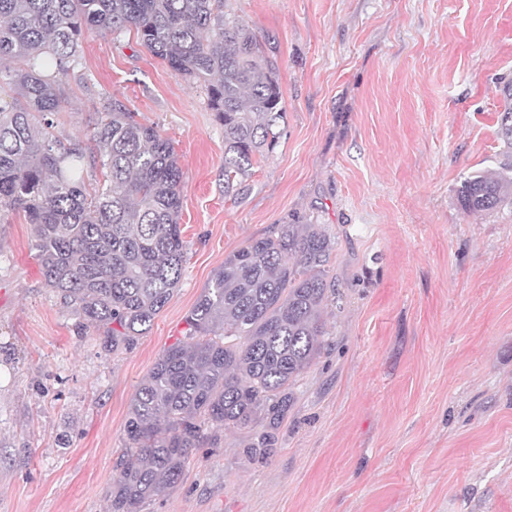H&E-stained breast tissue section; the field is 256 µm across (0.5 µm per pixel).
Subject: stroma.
<instances>
[{
  "mask_svg": "<svg viewBox=\"0 0 512 512\" xmlns=\"http://www.w3.org/2000/svg\"><path fill=\"white\" fill-rule=\"evenodd\" d=\"M273 51L285 119L240 193L204 83L135 32L91 34L53 116L89 142L100 97L169 139L187 261L130 349L47 287L22 212L0 214V512H108L138 384L224 260L278 224H318L341 293L268 461L247 431L196 448L143 512H512V201L480 215L462 181L496 171L512 0H224Z\"/></svg>",
  "mask_w": 512,
  "mask_h": 512,
  "instance_id": "obj_1",
  "label": "stroma"
}]
</instances>
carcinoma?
<instances>
[{
	"mask_svg": "<svg viewBox=\"0 0 512 512\" xmlns=\"http://www.w3.org/2000/svg\"><path fill=\"white\" fill-rule=\"evenodd\" d=\"M128 28L175 74L206 83L224 128V192L274 151L284 118L276 61L248 23L224 16V0H0V96L12 97L0 104V212H23L46 285L109 353L147 333L180 284L183 172L171 141L116 98L103 100L87 147L50 129L84 34ZM502 92L498 135L512 151L511 80ZM87 164L103 184L86 187ZM458 194L472 215L511 201L512 165L465 178ZM332 249L319 224H279L224 260L135 392L110 512H142L223 430H249L254 458L274 454L336 302Z\"/></svg>",
	"mask_w": 512,
	"mask_h": 512,
	"instance_id": "cac0c4a2",
	"label": "carcinoma"
}]
</instances>
